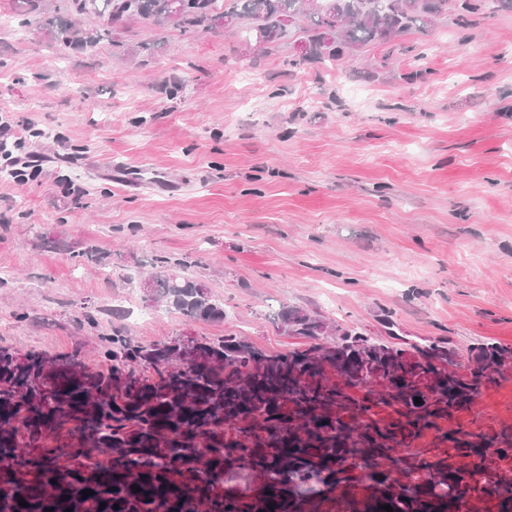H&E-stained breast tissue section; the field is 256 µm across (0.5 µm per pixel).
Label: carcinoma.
<instances>
[{"label": "carcinoma", "instance_id": "cac0c4a2", "mask_svg": "<svg viewBox=\"0 0 512 512\" xmlns=\"http://www.w3.org/2000/svg\"><path fill=\"white\" fill-rule=\"evenodd\" d=\"M75 16L97 25L58 24V44L94 47L131 20L212 32L233 17L265 46L287 32L285 18L306 23L315 59L333 62L367 44L389 45L451 16L467 30L491 12H512V0H70ZM151 299L191 320L219 321L224 309L207 288L176 274L152 275ZM291 335L316 339L325 323L296 307L282 310ZM107 370L89 369L76 351L21 358L0 350V512H233L224 474L272 488L257 512H317L329 494L361 481L368 512H458L463 485L486 486L479 501L497 499L512 512V480L491 482L479 468L463 469L411 448L395 447L423 428L468 406L475 386L435 366L455 357L482 383L495 380L508 351L477 343L444 351L434 343L403 349L336 329L330 345L273 354L237 336L174 339L146 346L131 336L107 339ZM421 404H415V398ZM457 451L476 448L465 429L440 433ZM355 451L363 476L338 463ZM138 486L136 492L132 486ZM93 494L83 497L82 491ZM24 500L27 506L19 505Z\"/></svg>", "mask_w": 512, "mask_h": 512}]
</instances>
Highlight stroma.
<instances>
[{
    "instance_id": "stroma-1",
    "label": "stroma",
    "mask_w": 512,
    "mask_h": 512,
    "mask_svg": "<svg viewBox=\"0 0 512 512\" xmlns=\"http://www.w3.org/2000/svg\"><path fill=\"white\" fill-rule=\"evenodd\" d=\"M0 0V114L34 124L36 178L0 158V347L80 351L238 336L307 347L301 308L396 346L512 351V13L439 18L333 68L291 61L297 29L245 52V25L185 34L138 21L64 50ZM421 78L408 80L413 67ZM164 271L224 309L191 320L143 294ZM453 425L512 431V370ZM279 320L284 328L288 325L292 329L290 336H302L308 339L325 336L324 330L327 328L325 323L299 308L288 306L280 313Z\"/></svg>"
}]
</instances>
